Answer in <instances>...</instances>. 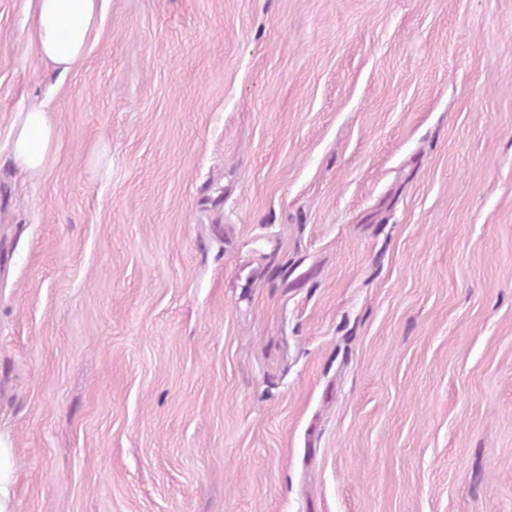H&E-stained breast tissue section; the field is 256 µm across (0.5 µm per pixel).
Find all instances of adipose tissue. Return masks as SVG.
Returning a JSON list of instances; mask_svg holds the SVG:
<instances>
[{"mask_svg":"<svg viewBox=\"0 0 512 512\" xmlns=\"http://www.w3.org/2000/svg\"><path fill=\"white\" fill-rule=\"evenodd\" d=\"M32 33L40 56L68 72L86 49L96 23L99 0H28ZM56 127L40 106L27 109L15 129L13 159L24 172L43 170L55 146Z\"/></svg>","mask_w":512,"mask_h":512,"instance_id":"1","label":"adipose tissue"}]
</instances>
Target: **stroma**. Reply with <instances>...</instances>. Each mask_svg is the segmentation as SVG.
<instances>
[{
	"label": "stroma",
	"mask_w": 512,
	"mask_h": 512,
	"mask_svg": "<svg viewBox=\"0 0 512 512\" xmlns=\"http://www.w3.org/2000/svg\"><path fill=\"white\" fill-rule=\"evenodd\" d=\"M45 105V170L13 126ZM7 512H512V0H0ZM32 33L40 56L65 74L86 49L99 0H28ZM22 112L26 113L15 129L13 159L21 171L39 172L55 146L56 127L42 106H32Z\"/></svg>",
	"instance_id": "1"
}]
</instances>
